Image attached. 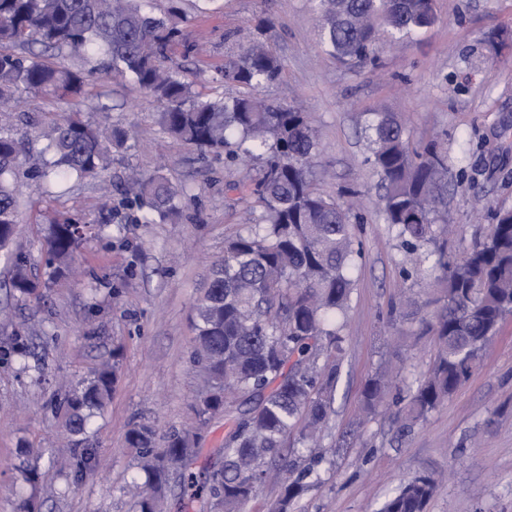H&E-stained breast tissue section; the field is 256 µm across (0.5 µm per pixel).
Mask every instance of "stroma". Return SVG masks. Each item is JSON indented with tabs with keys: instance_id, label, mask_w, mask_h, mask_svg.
I'll return each instance as SVG.
<instances>
[{
	"instance_id": "35a3bbf8",
	"label": "stroma",
	"mask_w": 512,
	"mask_h": 512,
	"mask_svg": "<svg viewBox=\"0 0 512 512\" xmlns=\"http://www.w3.org/2000/svg\"><path fill=\"white\" fill-rule=\"evenodd\" d=\"M195 3L183 7L188 40L200 49L176 47L171 66L188 69L196 90L235 96L240 87L220 79L224 60L247 40L262 41L283 70L261 96L300 105L318 131V191L336 199L348 188L360 192L355 233L363 258L351 272L349 305L336 317L346 345L317 441L323 459L293 512H378L401 479L420 474L443 479L427 512H512V315L480 369L424 420L403 427L392 403L372 418L360 415L369 378L397 373L408 383L433 361L434 337L400 323L394 306L407 289L431 300L437 283L383 220L380 179L366 161L359 121L372 109L397 113L413 148L433 142L447 152L448 253L461 256L496 209L512 208V0H435V25L383 42L374 62L354 65L320 46L312 0H214L205 14ZM66 63L88 75L83 98L28 94L23 109L46 119L79 110L128 128V141L112 152L114 172L162 169L187 198L176 223L150 224L144 210L123 205L112 181L65 191L24 181L16 240L11 252L0 251V310L10 317L0 325V346L18 336L36 355L23 365L0 364V512H17L27 499L36 512H127L120 489L138 469L126 434L145 424L161 438L194 424L191 307L225 240L251 217L256 161L227 163L175 142L160 130L161 106L151 95L113 79L97 58ZM62 217L80 219L87 234L71 272L52 281L44 236ZM16 252L39 285L28 297L2 287ZM406 268L414 272L408 280ZM118 341L121 377L104 412L88 421L93 467L68 483L55 466L69 448L54 405L111 359ZM223 440V420H212L192 483L172 487L169 512H204L182 495L205 488ZM29 448L40 455L33 484L20 473Z\"/></svg>"
}]
</instances>
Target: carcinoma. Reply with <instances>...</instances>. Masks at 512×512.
<instances>
[{"label": "carcinoma", "instance_id": "cac0c4a2", "mask_svg": "<svg viewBox=\"0 0 512 512\" xmlns=\"http://www.w3.org/2000/svg\"><path fill=\"white\" fill-rule=\"evenodd\" d=\"M162 15L148 0H0V102L19 92H59L76 97L85 72L40 56L13 51L37 43L55 56L82 52L100 57L102 67L128 79L161 104L157 123L173 140L225 158L261 160L252 190L260 207L247 230L224 242L207 286L192 306L191 362L203 376L194 411L197 426L173 429L162 446L148 425L127 432L143 481L133 479L125 494L131 512H166L171 482L193 466L202 432L215 417L228 425L220 467L209 475L216 512H241L272 470L283 477L272 512H291L311 467L282 455L288 438L309 447L331 412L345 336L333 322L345 311L353 288L350 270L361 258L354 245L357 215L313 185L318 134L307 113L253 95L277 81L282 63L259 42L241 47L224 63V82L247 89L232 98L203 96L194 82L165 66L172 47L185 42L188 16L182 0H168ZM320 41L337 60L363 64L382 38L408 37L433 26L435 0H314ZM368 156L379 175L385 223L403 247L436 273L434 309L409 298L401 321L435 336L431 368L405 388L400 409L408 428L448 401L480 368L482 352L501 321L512 314V209H500L485 236L460 258L448 256L439 235L448 183V154L434 147L409 148L405 128L393 112H363ZM128 131L82 112L41 122L26 111L0 112V250L13 245L21 182L26 178L98 179L111 176L112 148ZM124 202L147 209L160 222L180 212L183 190L159 172L120 183ZM80 220L52 224L46 265L56 274L67 267L84 237ZM10 286L26 296L36 286L27 262L17 257ZM122 347L112 362L72 388L65 397L71 435L70 473L90 470L96 448L86 436L94 412L104 410L118 382ZM394 385L379 377L363 388L366 411L382 406ZM438 487L430 474L400 483L379 512H425Z\"/></svg>", "mask_w": 512, "mask_h": 512}]
</instances>
